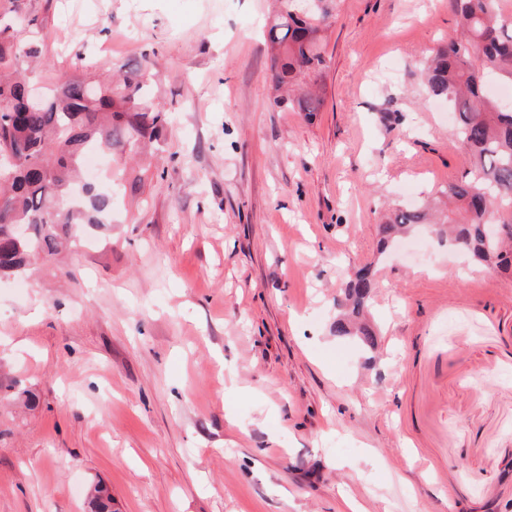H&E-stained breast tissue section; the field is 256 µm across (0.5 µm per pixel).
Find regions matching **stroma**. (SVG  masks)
Returning <instances> with one entry per match:
<instances>
[{
    "instance_id": "obj_1",
    "label": "stroma",
    "mask_w": 512,
    "mask_h": 512,
    "mask_svg": "<svg viewBox=\"0 0 512 512\" xmlns=\"http://www.w3.org/2000/svg\"><path fill=\"white\" fill-rule=\"evenodd\" d=\"M320 111L276 105V0H0L32 82L139 67L112 223L0 279V512H512V276L379 226L460 179L422 82L450 0H331ZM137 192H130L132 183ZM370 268L374 347L336 336Z\"/></svg>"
}]
</instances>
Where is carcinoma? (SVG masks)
<instances>
[{
	"instance_id": "cac0c4a2",
	"label": "carcinoma",
	"mask_w": 512,
	"mask_h": 512,
	"mask_svg": "<svg viewBox=\"0 0 512 512\" xmlns=\"http://www.w3.org/2000/svg\"><path fill=\"white\" fill-rule=\"evenodd\" d=\"M268 30L273 53V82L316 80L325 67L322 32L328 0H278ZM458 35L430 50L427 91L448 103L454 115L456 145L469 170L448 185L450 210L426 201L398 209L381 225L380 248L416 224H436L439 235L465 248L492 270L512 274V103L486 91L493 74L512 82V20L498 0H451ZM37 22L25 15L0 29V153L11 151L16 163L0 162V277L22 271L32 259L52 255L60 238L77 224L112 222V194L75 178L85 150L135 155L145 139L158 136L169 116L147 93L148 70L115 68L99 61L110 82L97 86L86 78L50 82L32 102L27 80L18 71L41 49L24 40ZM282 102L300 112H317L322 100L305 94ZM374 279L366 270L347 277L336 318L338 336L356 335L369 347L375 332L364 320ZM112 497L97 485L90 493L91 512H110Z\"/></svg>"
}]
</instances>
